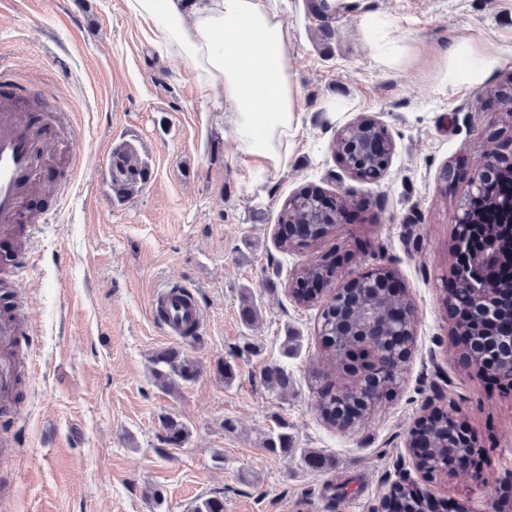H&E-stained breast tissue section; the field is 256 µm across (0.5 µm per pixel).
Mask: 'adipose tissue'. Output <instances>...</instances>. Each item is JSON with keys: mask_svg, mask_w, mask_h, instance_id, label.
Wrapping results in <instances>:
<instances>
[{"mask_svg": "<svg viewBox=\"0 0 512 512\" xmlns=\"http://www.w3.org/2000/svg\"><path fill=\"white\" fill-rule=\"evenodd\" d=\"M151 42L192 68L202 103L231 113L240 151L268 170L286 168L302 126L299 89L288 64V29L273 0H125ZM359 28L379 64L398 63L403 49L385 36L387 21L362 12ZM496 56L461 41L448 52L444 83L454 89L483 81Z\"/></svg>", "mask_w": 512, "mask_h": 512, "instance_id": "obj_1", "label": "adipose tissue"}]
</instances>
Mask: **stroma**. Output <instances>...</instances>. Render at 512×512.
Masks as SVG:
<instances>
[{"label": "stroma", "mask_w": 512, "mask_h": 512, "mask_svg": "<svg viewBox=\"0 0 512 512\" xmlns=\"http://www.w3.org/2000/svg\"><path fill=\"white\" fill-rule=\"evenodd\" d=\"M319 2L278 0L303 126L287 168L261 174L237 151L228 112L203 111L189 65L149 42L125 0H0V64L59 106L83 102L85 161L20 283L33 294L39 370L24 379L25 445L0 469V512H193L215 494L224 512H373L401 471L467 512H502L494 488L512 481V392L462 364L443 298L468 180L487 148L512 153L501 99L512 90V0H353L327 13ZM367 9L404 36L400 64L377 63L357 24ZM462 40L501 63L452 92L442 81ZM362 115L394 145L374 182L346 173L332 149ZM123 143L148 176L121 197L111 164ZM306 187L347 199L350 217L310 247L282 250L281 211ZM327 252L348 275L388 266L416 311L400 384L345 430L318 409L321 385L339 382L325 373L319 309L288 294ZM170 281L195 290L205 330L182 345L198 376L164 392L151 359L174 341L150 298ZM272 362L287 367V390L264 382ZM435 409L459 412L481 439L484 484L429 482L416 469L407 439ZM169 416L189 428L182 447L161 445ZM278 431L287 452L265 446Z\"/></svg>", "instance_id": "obj_1"}]
</instances>
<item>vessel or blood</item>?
I'll return each instance as SVG.
<instances>
[{"label": "vessel or blood", "mask_w": 512, "mask_h": 512, "mask_svg": "<svg viewBox=\"0 0 512 512\" xmlns=\"http://www.w3.org/2000/svg\"><path fill=\"white\" fill-rule=\"evenodd\" d=\"M25 91L0 74V241L12 244L0 259V276L10 285L26 268L41 224L52 213L33 216L32 197L46 188L45 173L59 163L79 171L84 159L76 149L77 127L68 112H29ZM154 319L174 339L203 333V317L195 291L178 282L158 288L152 298ZM33 344L28 313L0 314V453L10 455L20 445L19 356Z\"/></svg>", "instance_id": "vessel-or-blood-1"}]
</instances>
